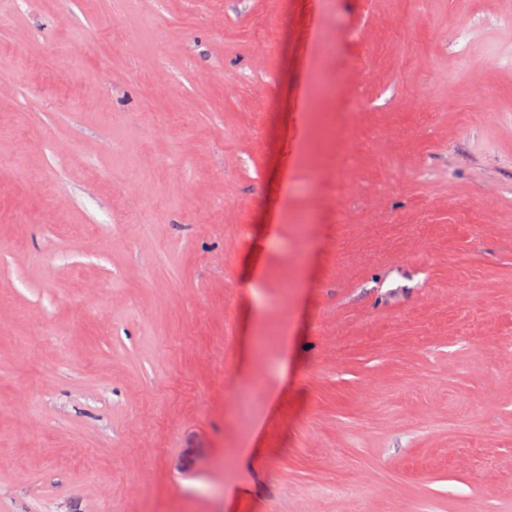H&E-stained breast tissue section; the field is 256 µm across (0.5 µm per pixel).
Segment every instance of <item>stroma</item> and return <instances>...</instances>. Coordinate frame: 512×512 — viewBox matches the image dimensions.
I'll return each instance as SVG.
<instances>
[{
    "label": "stroma",
    "instance_id": "1",
    "mask_svg": "<svg viewBox=\"0 0 512 512\" xmlns=\"http://www.w3.org/2000/svg\"><path fill=\"white\" fill-rule=\"evenodd\" d=\"M272 502L512 512V0H0V512Z\"/></svg>",
    "mask_w": 512,
    "mask_h": 512
}]
</instances>
